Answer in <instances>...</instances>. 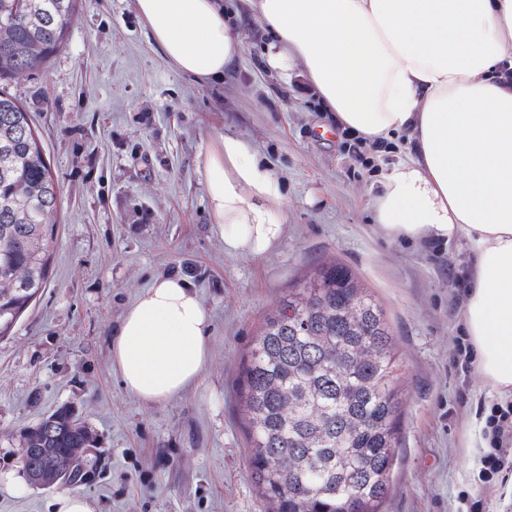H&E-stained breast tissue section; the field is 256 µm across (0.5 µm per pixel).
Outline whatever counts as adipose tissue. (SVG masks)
<instances>
[{"mask_svg":"<svg viewBox=\"0 0 512 512\" xmlns=\"http://www.w3.org/2000/svg\"><path fill=\"white\" fill-rule=\"evenodd\" d=\"M267 61L294 63L337 124L367 141L404 138V159L370 201L387 237L465 239L474 275L463 316L494 389L512 388V0H248ZM174 69L223 80L241 40L218 0H136ZM209 210L227 252L279 241L277 178L247 141L224 136L206 160ZM210 317L178 277L153 280L111 341L122 387L172 400L201 378Z\"/></svg>","mask_w":512,"mask_h":512,"instance_id":"adipose-tissue-1","label":"adipose tissue"}]
</instances>
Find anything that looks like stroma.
Wrapping results in <instances>:
<instances>
[{"label":"stroma","mask_w":512,"mask_h":512,"mask_svg":"<svg viewBox=\"0 0 512 512\" xmlns=\"http://www.w3.org/2000/svg\"><path fill=\"white\" fill-rule=\"evenodd\" d=\"M242 54L202 83L166 61L135 0H84L46 66L0 88L32 112L59 182L58 248L47 288L0 339V512H52L58 487L32 488L20 434L58 407L92 430L77 490L95 512H267L251 478L238 394L267 314L323 262L347 266L382 305L400 365L401 430L382 512H512V482L480 486L479 371L460 376L466 241L424 247L380 232L369 206L383 163L358 162L297 66L270 67L266 31L223 0ZM248 141L281 184L283 232L259 257L226 253L206 202V158ZM185 277L211 316L210 359L178 397L146 405L118 383L113 331L161 276Z\"/></svg>","instance_id":"1"}]
</instances>
